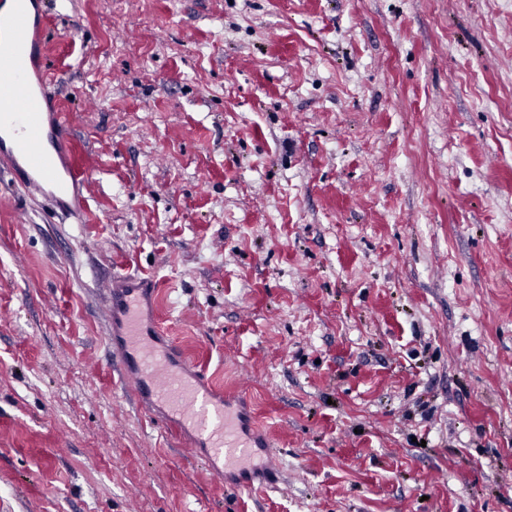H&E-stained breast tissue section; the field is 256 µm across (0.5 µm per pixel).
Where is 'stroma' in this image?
Wrapping results in <instances>:
<instances>
[{
  "label": "stroma",
  "mask_w": 512,
  "mask_h": 512,
  "mask_svg": "<svg viewBox=\"0 0 512 512\" xmlns=\"http://www.w3.org/2000/svg\"><path fill=\"white\" fill-rule=\"evenodd\" d=\"M45 66L86 208L0 175V512H512V0H71ZM119 272L277 487L123 395Z\"/></svg>",
  "instance_id": "obj_1"
}]
</instances>
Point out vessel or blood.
<instances>
[{
  "mask_svg": "<svg viewBox=\"0 0 512 512\" xmlns=\"http://www.w3.org/2000/svg\"><path fill=\"white\" fill-rule=\"evenodd\" d=\"M0 13V163L32 196L60 212L83 213L84 172L72 154L63 115L47 94L43 69L48 18L39 0H14ZM112 360L126 390L177 428L198 459L243 484H275L278 469L252 466L260 441L247 431L241 407L225 399L189 362L156 314L157 282L143 273L113 275L107 284Z\"/></svg>",
  "mask_w": 512,
  "mask_h": 512,
  "instance_id": "1",
  "label": "vessel or blood"
}]
</instances>
